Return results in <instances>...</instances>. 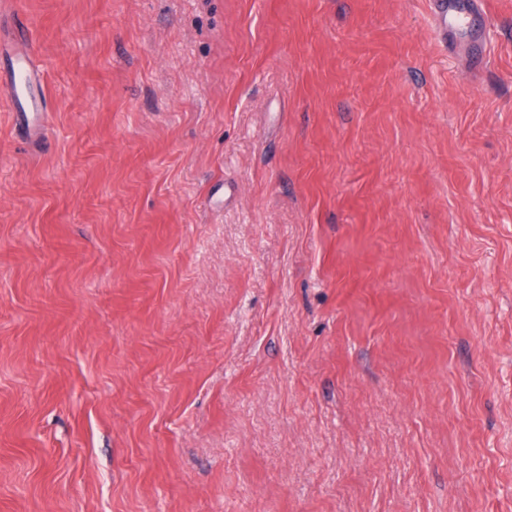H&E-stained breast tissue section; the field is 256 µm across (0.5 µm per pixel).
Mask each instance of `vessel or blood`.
Instances as JSON below:
<instances>
[{
  "instance_id": "1",
  "label": "vessel or blood",
  "mask_w": 512,
  "mask_h": 512,
  "mask_svg": "<svg viewBox=\"0 0 512 512\" xmlns=\"http://www.w3.org/2000/svg\"><path fill=\"white\" fill-rule=\"evenodd\" d=\"M430 20L449 51L463 54L471 70H478L488 59L485 31L492 22L483 0H430ZM8 57L7 74L0 81V95L10 103L31 137L47 134V105L44 77L36 55L28 20L15 18L11 42L0 41V55Z\"/></svg>"
}]
</instances>
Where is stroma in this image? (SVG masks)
Returning a JSON list of instances; mask_svg holds the SVG:
<instances>
[{"label":"stroma","instance_id":"1","mask_svg":"<svg viewBox=\"0 0 512 512\" xmlns=\"http://www.w3.org/2000/svg\"><path fill=\"white\" fill-rule=\"evenodd\" d=\"M0 0V512H512V0ZM430 20L448 52L467 57L470 69L478 70L488 59L485 31L492 23L481 0H430ZM8 53L6 78L1 81V93L9 100L12 112H16L34 140L46 137L47 105L44 77L36 55L28 20L17 14L14 38L5 46L0 40V55Z\"/></svg>","mask_w":512,"mask_h":512}]
</instances>
